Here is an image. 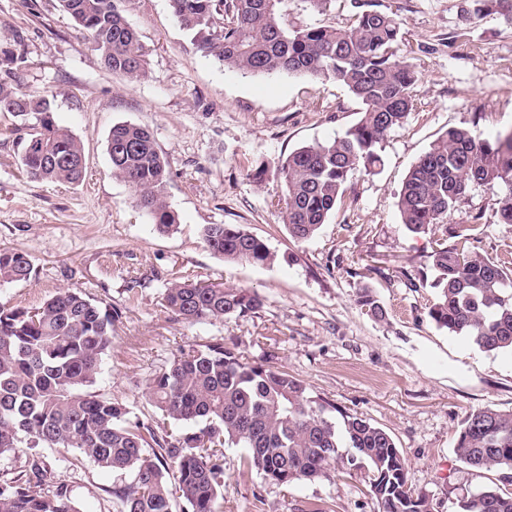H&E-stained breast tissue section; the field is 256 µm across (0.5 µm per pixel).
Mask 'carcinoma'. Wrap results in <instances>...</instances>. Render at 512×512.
<instances>
[{
  "mask_svg": "<svg viewBox=\"0 0 512 512\" xmlns=\"http://www.w3.org/2000/svg\"><path fill=\"white\" fill-rule=\"evenodd\" d=\"M63 10L92 38L104 65L130 80L145 75L146 51L122 16L117 0H60ZM199 47L249 75L288 72L334 80L361 104L358 122L334 139L302 146L279 166L285 188L282 223L298 241L315 236L344 198L349 175L382 163L381 145L414 108L417 72L399 58L402 38L392 16L361 10L346 26L288 30L284 0H170ZM0 112L26 123L21 163L38 181H79L80 142L56 123L45 96L17 95L0 86ZM112 175L127 183L156 229L177 223L166 200L167 164L150 131L112 127ZM472 185L499 191V219L512 224V130L484 139L467 127L448 128L410 167L398 196L402 224L425 235L448 223ZM482 216L435 241L430 258L439 289L429 317L468 337L485 352L512 354V262L473 250ZM203 241L233 261L270 264L267 243L237 224H207ZM34 266L20 251L0 250V285L30 280ZM163 301L188 322L254 313L261 298L243 288L176 278ZM366 315L387 312L371 289H358ZM117 313L66 289L38 308L0 305V455L29 448H75L90 464L130 473L112 489L118 512H223L224 446L246 450L243 472L279 486L325 477L342 464L365 471L380 512H431V503L408 486L407 466L392 436L356 415L330 416L332 405L300 379L271 365L253 364L217 340L180 350L151 384L161 421L196 425L178 435L126 419L128 411L95 394L103 356L112 346ZM153 449V456L146 449ZM455 453L473 472L497 469L512 483V412L485 407L461 424ZM174 471L175 488L167 475ZM456 512H512V492L480 487L456 497ZM0 512H75L68 489L53 485L34 461L25 473L0 482Z\"/></svg>",
  "mask_w": 512,
  "mask_h": 512,
  "instance_id": "cac0c4a2",
  "label": "carcinoma"
}]
</instances>
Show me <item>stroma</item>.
Here are the masks:
<instances>
[{"instance_id": "stroma-1", "label": "stroma", "mask_w": 512, "mask_h": 512, "mask_svg": "<svg viewBox=\"0 0 512 512\" xmlns=\"http://www.w3.org/2000/svg\"><path fill=\"white\" fill-rule=\"evenodd\" d=\"M399 23L400 57L418 71L413 111L382 144L373 172L354 171L343 203L307 241L281 222L275 168L297 148L325 142L355 124L360 104L336 81L288 73L243 74L198 47L169 0H119L147 53V73L130 80L108 70L88 34L60 0H0V84L53 103L57 123L79 139L84 178L31 180L21 167L18 118L0 112V250L26 252L36 275L0 286V304L35 308L74 289L116 310L112 348L94 385L123 405L130 420L160 415L148 387L180 348L223 339L249 361L304 381L338 412L388 431L408 466V483L433 512H456L457 493L499 482L472 473L455 445L475 409L512 412V355L483 352L428 315L437 290L430 254L435 238L407 233L397 209L410 166L448 128L486 138L512 128V18L483 0H363ZM354 0L314 10L287 0L282 22L296 29L346 24ZM152 133L167 162L166 198L175 229L158 233L131 189L113 177L107 140L114 125ZM266 168L262 181L251 174ZM496 194L471 187L449 227L481 215L475 249L488 258L512 249V225L497 215ZM207 224H237L264 239L273 263L224 260L202 238ZM246 288L257 312L187 323L163 305L172 277ZM369 285L389 321H372L357 303ZM244 448L224 449V512H379L360 474L335 470L281 487L243 474ZM49 464L77 512H112V489L130 482L84 461L77 450L18 449L0 457V482L30 456Z\"/></svg>"}]
</instances>
